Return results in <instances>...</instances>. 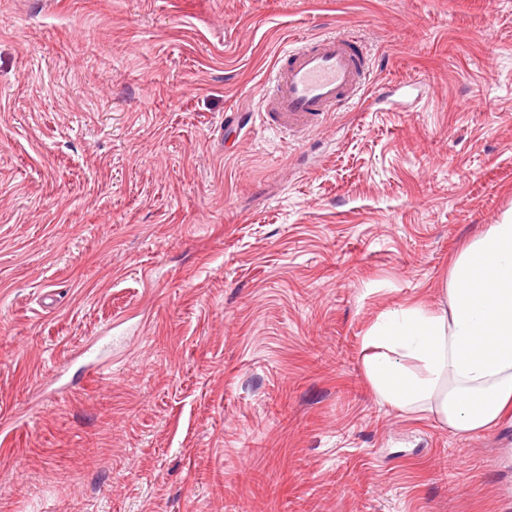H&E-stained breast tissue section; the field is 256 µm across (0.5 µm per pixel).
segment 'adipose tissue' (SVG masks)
Masks as SVG:
<instances>
[{
  "mask_svg": "<svg viewBox=\"0 0 512 512\" xmlns=\"http://www.w3.org/2000/svg\"><path fill=\"white\" fill-rule=\"evenodd\" d=\"M377 400L458 436L512 408V211L459 254L440 303L381 314L362 338Z\"/></svg>",
  "mask_w": 512,
  "mask_h": 512,
  "instance_id": "ef3b65f1",
  "label": "adipose tissue"
}]
</instances>
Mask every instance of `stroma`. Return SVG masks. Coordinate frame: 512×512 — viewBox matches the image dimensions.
Masks as SVG:
<instances>
[{
  "label": "stroma",
  "mask_w": 512,
  "mask_h": 512,
  "mask_svg": "<svg viewBox=\"0 0 512 512\" xmlns=\"http://www.w3.org/2000/svg\"><path fill=\"white\" fill-rule=\"evenodd\" d=\"M330 32L361 100L261 128ZM511 208L512 0H0V512H512V414L362 365Z\"/></svg>",
  "instance_id": "1"
}]
</instances>
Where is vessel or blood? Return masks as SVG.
I'll list each match as a JSON object with an SVG mask.
<instances>
[{"instance_id": "obj_1", "label": "vessel or blood", "mask_w": 512, "mask_h": 512, "mask_svg": "<svg viewBox=\"0 0 512 512\" xmlns=\"http://www.w3.org/2000/svg\"><path fill=\"white\" fill-rule=\"evenodd\" d=\"M369 77L368 56L357 39L303 40L280 56L262 104L264 125L280 134L315 131L339 105L355 101Z\"/></svg>"}]
</instances>
